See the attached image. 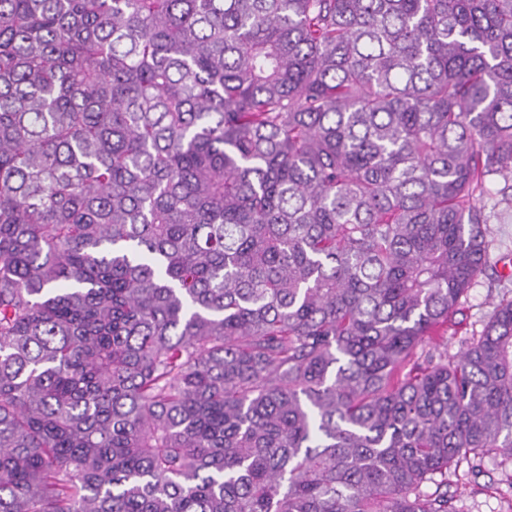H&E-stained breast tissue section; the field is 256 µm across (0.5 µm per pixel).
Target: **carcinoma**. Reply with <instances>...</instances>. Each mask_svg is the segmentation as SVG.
I'll return each instance as SVG.
<instances>
[{
	"mask_svg": "<svg viewBox=\"0 0 512 512\" xmlns=\"http://www.w3.org/2000/svg\"><path fill=\"white\" fill-rule=\"evenodd\" d=\"M496 176L512 0H0V512H456Z\"/></svg>",
	"mask_w": 512,
	"mask_h": 512,
	"instance_id": "obj_1",
	"label": "carcinoma"
}]
</instances>
